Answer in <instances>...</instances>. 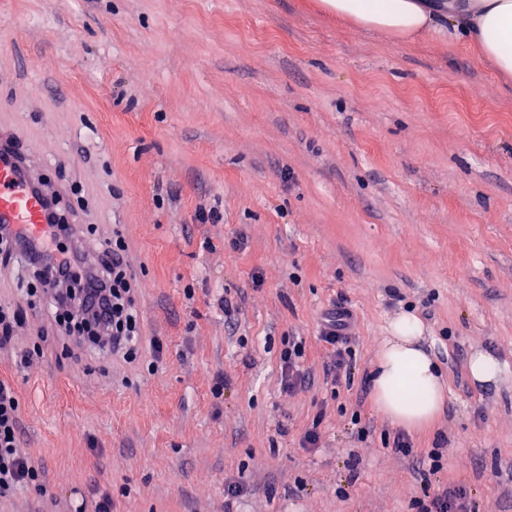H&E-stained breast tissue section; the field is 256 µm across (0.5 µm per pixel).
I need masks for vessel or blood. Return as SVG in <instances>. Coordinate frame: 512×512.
Wrapping results in <instances>:
<instances>
[{"label":"vessel or blood","mask_w":512,"mask_h":512,"mask_svg":"<svg viewBox=\"0 0 512 512\" xmlns=\"http://www.w3.org/2000/svg\"><path fill=\"white\" fill-rule=\"evenodd\" d=\"M13 136L0 130V224H13L38 236L46 222V198L27 154L11 145Z\"/></svg>","instance_id":"b4317fda"}]
</instances>
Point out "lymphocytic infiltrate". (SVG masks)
I'll use <instances>...</instances> for the list:
<instances>
[{"label": "lymphocytic infiltrate", "mask_w": 512, "mask_h": 512, "mask_svg": "<svg viewBox=\"0 0 512 512\" xmlns=\"http://www.w3.org/2000/svg\"><path fill=\"white\" fill-rule=\"evenodd\" d=\"M72 229L48 212L44 237L25 240L11 225L0 224V261L10 262L22 252L35 267H49L51 279L40 281L39 293L47 300L59 336L74 345L134 361L139 353V322L134 308L136 285L125 259L122 242L105 238L97 243L99 262L89 265L85 250L71 243ZM354 316L343 303L326 314L320 339L332 352L327 367L333 381L350 376L347 360L353 339ZM19 398L0 381V499L21 490L46 491L42 471L33 464L17 436Z\"/></svg>", "instance_id": "1"}]
</instances>
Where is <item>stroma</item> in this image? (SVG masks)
I'll return each instance as SVG.
<instances>
[{"label": "stroma", "instance_id": "obj_1", "mask_svg": "<svg viewBox=\"0 0 512 512\" xmlns=\"http://www.w3.org/2000/svg\"><path fill=\"white\" fill-rule=\"evenodd\" d=\"M0 124L143 285L136 362L51 345L25 365L42 317L0 354L48 490L0 512L105 491L119 512H413L449 484L512 512V81L472 46L343 27L312 0H0ZM338 300L356 342L335 387L319 333ZM408 308L432 314L448 394L404 456L368 379ZM292 337L314 382L288 393ZM478 352L496 382L470 378ZM468 368L472 379L484 384L497 380L503 372L504 366L491 355L477 353L470 359Z\"/></svg>", "mask_w": 512, "mask_h": 512}]
</instances>
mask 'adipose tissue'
I'll return each instance as SVG.
<instances>
[{"instance_id":"adipose-tissue-1","label":"adipose tissue","mask_w":512,"mask_h":512,"mask_svg":"<svg viewBox=\"0 0 512 512\" xmlns=\"http://www.w3.org/2000/svg\"><path fill=\"white\" fill-rule=\"evenodd\" d=\"M317 6L337 23L379 30L401 41L452 27L502 78H512V0H317ZM446 395L444 376L422 344L419 319L401 314L378 351L372 375L376 410L411 432L441 413Z\"/></svg>"}]
</instances>
